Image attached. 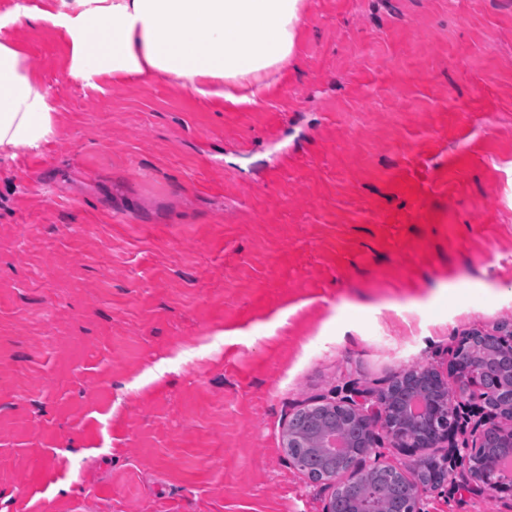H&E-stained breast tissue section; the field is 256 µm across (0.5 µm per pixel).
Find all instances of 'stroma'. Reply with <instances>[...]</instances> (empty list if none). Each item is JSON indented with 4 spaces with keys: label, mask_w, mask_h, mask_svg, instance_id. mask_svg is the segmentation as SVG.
Instances as JSON below:
<instances>
[{
    "label": "stroma",
    "mask_w": 512,
    "mask_h": 512,
    "mask_svg": "<svg viewBox=\"0 0 512 512\" xmlns=\"http://www.w3.org/2000/svg\"><path fill=\"white\" fill-rule=\"evenodd\" d=\"M1 39L59 120L0 162V512H323L297 410L512 328V0H303L222 106ZM423 508L512 500L456 468Z\"/></svg>",
    "instance_id": "stroma-1"
}]
</instances>
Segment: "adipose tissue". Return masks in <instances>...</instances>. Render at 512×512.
Instances as JSON below:
<instances>
[{
  "instance_id": "obj_1",
  "label": "adipose tissue",
  "mask_w": 512,
  "mask_h": 512,
  "mask_svg": "<svg viewBox=\"0 0 512 512\" xmlns=\"http://www.w3.org/2000/svg\"><path fill=\"white\" fill-rule=\"evenodd\" d=\"M17 0L0 28L49 24L69 43L68 76L93 87L104 77H162L215 102L252 101L291 56L301 0ZM57 105L20 47L0 41V159L40 153Z\"/></svg>"
}]
</instances>
